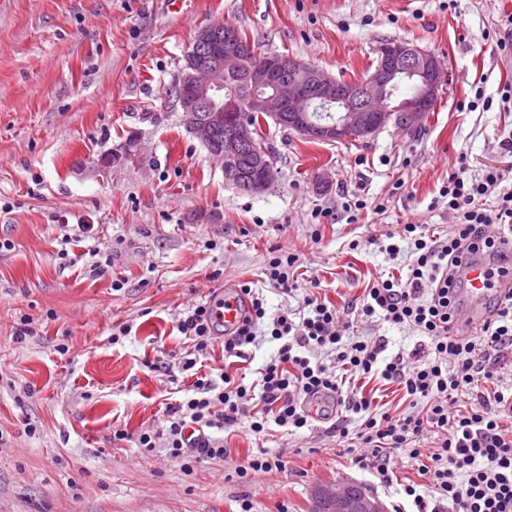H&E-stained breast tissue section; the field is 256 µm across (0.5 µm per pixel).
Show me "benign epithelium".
<instances>
[{
	"mask_svg": "<svg viewBox=\"0 0 512 512\" xmlns=\"http://www.w3.org/2000/svg\"><path fill=\"white\" fill-rule=\"evenodd\" d=\"M378 61L361 82L346 85L328 72L316 68L304 78H294L291 58L266 54L249 69L254 87L251 107L265 112L276 123L310 139L335 141L348 131L367 138L388 123L417 125L430 111L447 81V71L438 58L404 42H383L377 48ZM187 71L178 88V102L186 127L209 145L214 131L237 111L232 99H224V78L237 75L248 59L247 50L233 29L224 30V44L216 42V31L199 29L189 51ZM413 77L417 92L400 106L390 105L391 87L398 73ZM321 108L333 113L331 120H317L312 112ZM207 114H202V111ZM253 140V129L243 120L234 122L233 134L224 139L219 157L225 170L235 167L240 151ZM273 178L271 163L258 158L245 189L259 193ZM315 508L326 504L330 512H388L373 492L353 491V485H321L312 492Z\"/></svg>",
	"mask_w": 512,
	"mask_h": 512,
	"instance_id": "obj_1",
	"label": "benign epithelium"
}]
</instances>
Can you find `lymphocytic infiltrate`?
<instances>
[{"label":"lymphocytic infiltrate","mask_w":512,"mask_h":512,"mask_svg":"<svg viewBox=\"0 0 512 512\" xmlns=\"http://www.w3.org/2000/svg\"><path fill=\"white\" fill-rule=\"evenodd\" d=\"M505 176L497 166L485 167L478 179L467 177L462 167L449 175L439 189L442 202L456 215L448 237L404 225L402 238L413 255L407 279L391 275L375 281L355 304L360 320L379 317L416 329L422 342L410 352L385 357V338L351 335L350 323L340 321L335 306L315 297H306L307 312L300 320L285 314L267 317L262 293L246 284L240 293L249 305L231 331H219L210 304L188 311L177 325L193 342V356L183 370H194L198 358L207 357L218 343L225 357L245 358L262 324L280 346L252 379L225 371L216 378L196 373L191 395L167 404L162 430L138 435L140 453H153L161 440L171 457L187 463L220 461L227 454L223 431L242 418H249L258 436L274 426L295 433L310 426L308 403L320 399L357 415V437L371 449L356 456L357 465L387 475L390 454L399 449L416 462L435 493L429 502L416 484H405L416 512H512V425L504 423L512 418V395L492 385L501 365L512 360V301L479 335L448 336L459 255L492 249L489 226L512 231V193L498 190ZM315 349L334 354L335 367L314 360ZM369 377L398 384L411 400H425L424 412L398 418L376 412L372 397L355 386ZM467 391L473 394L469 408L452 412L459 394ZM190 428L196 439L187 437ZM431 433L438 434L439 444L426 453L420 442Z\"/></svg>","instance_id":"1"}]
</instances>
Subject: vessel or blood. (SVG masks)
<instances>
[{"label": "vessel or blood", "mask_w": 512, "mask_h": 512, "mask_svg": "<svg viewBox=\"0 0 512 512\" xmlns=\"http://www.w3.org/2000/svg\"><path fill=\"white\" fill-rule=\"evenodd\" d=\"M498 255L485 260L464 253L459 257L458 274L463 282L461 304L457 310L452 336L477 335L496 315L487 308L489 299L512 300V235L494 234Z\"/></svg>", "instance_id": "1"}]
</instances>
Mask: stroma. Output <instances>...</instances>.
I'll list each match as a JSON object with an SVG mask.
<instances>
[{
  "instance_id": "1",
  "label": "stroma",
  "mask_w": 512,
  "mask_h": 512,
  "mask_svg": "<svg viewBox=\"0 0 512 512\" xmlns=\"http://www.w3.org/2000/svg\"><path fill=\"white\" fill-rule=\"evenodd\" d=\"M503 13L501 0H0V238L13 244L0 252V512H240L245 499L255 512H309L317 485L352 481L413 512L401 485L424 478L406 454L392 453L384 481L325 422L264 437L239 424L224 460L190 471L164 448L142 456L134 439L191 386L179 318L216 288L262 287L271 251L298 254L303 274L297 291L267 290L268 315L302 311L312 293L355 335L386 337L387 355L418 344L408 327L355 321L351 303L375 279L407 275L410 251L387 255L388 235L419 224L447 236L454 215L438 192L460 162L473 178L506 169L512 191L499 149L512 112L468 106L474 86L494 99L512 83V56L488 36ZM217 22L345 81L367 77L380 43L404 40L437 56L449 82L418 126L361 141L266 126L273 180L242 191L186 129L173 91L194 35ZM133 135L136 159L99 167ZM356 196L367 206L352 222L343 204ZM67 224L89 230L65 245ZM94 249L111 255L107 272H92ZM24 315L35 333L20 341ZM122 324L129 334L110 344ZM277 348L265 340L243 359L218 348L206 365L250 372ZM116 429L128 440L113 442ZM261 449L282 469L239 478Z\"/></svg>"
}]
</instances>
